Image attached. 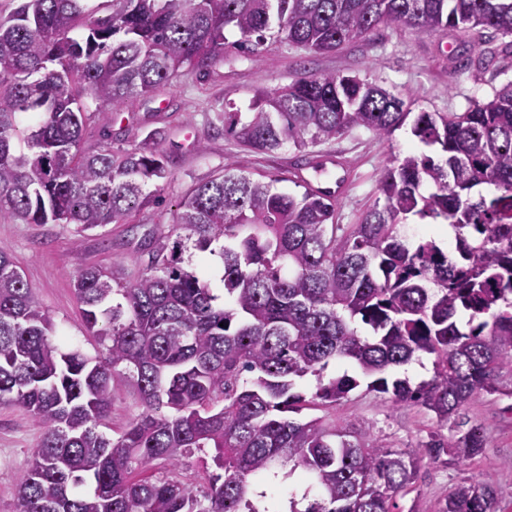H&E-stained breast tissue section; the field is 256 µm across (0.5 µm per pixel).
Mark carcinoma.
Segmentation results:
<instances>
[{
  "label": "carcinoma",
  "instance_id": "carcinoma-1",
  "mask_svg": "<svg viewBox=\"0 0 512 512\" xmlns=\"http://www.w3.org/2000/svg\"><path fill=\"white\" fill-rule=\"evenodd\" d=\"M381 25L511 35L512 0H22L0 12V218L81 233L123 224L155 197L163 156L81 152L84 97L117 112L184 70H208L229 46L252 57L284 40L327 54ZM228 30L238 35L231 44ZM224 118V131L255 152L304 149L358 127L389 139L409 120L438 155L385 168L383 203L349 231L331 193L281 191L276 178L225 165L182 199L185 234L155 251L140 278L118 282L95 264L78 272L96 357L54 342L52 320L0 251V402L41 429L16 512H281L251 483L276 469L317 493L303 509L289 498L288 512H394L423 461L485 447L479 425L392 450L365 430L288 413L335 405L360 387L346 372L323 379L333 359L355 363L367 390L440 422L512 377V83L464 112L413 116L402 97L356 75L305 71ZM483 184L494 192L474 195ZM414 218L451 224L455 250L409 244L400 228ZM208 253L224 265L222 303ZM185 254L195 267H183ZM359 321L373 336L358 333ZM419 352L434 356L430 380L413 387L385 376ZM116 374L130 378L144 410L110 438L98 427ZM309 375L318 385L308 397L297 381ZM194 451L214 467L199 491L177 472ZM156 460L171 470L134 478ZM496 500L493 486L465 482L441 512H494Z\"/></svg>",
  "mask_w": 512,
  "mask_h": 512
}]
</instances>
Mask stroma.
I'll return each mask as SVG.
<instances>
[{
    "label": "stroma",
    "mask_w": 512,
    "mask_h": 512,
    "mask_svg": "<svg viewBox=\"0 0 512 512\" xmlns=\"http://www.w3.org/2000/svg\"><path fill=\"white\" fill-rule=\"evenodd\" d=\"M304 71L359 76L410 99L416 112H462L471 101L491 98L512 82V35L451 28L419 33L381 26L363 40L322 55L270 41L258 60L228 52L208 73L183 72L149 96L129 100L119 112H101L96 103H89L83 152L93 153L105 145L116 152L135 146L156 151L164 156L170 176L155 201L138 209L125 224L79 234L59 224L0 220V250L12 258L52 318L59 343L90 356L100 352L97 339L82 325L74 277L95 263L112 268L124 281L138 278L149 264L150 252L175 237L183 197L222 174L225 164L247 173L284 177V189L299 194L309 187L343 181L336 221L348 226L358 223L363 211L379 200L380 175L394 157L424 152V145L406 127L389 140L357 128L302 150L287 144L269 153L252 152L225 135V107L246 111L256 90L285 87ZM314 161L325 165L329 178L313 179ZM141 411L132 383L115 376L104 431L117 435ZM301 417L368 430L398 450L415 447L433 434L449 437L456 430L454 424L437 422L421 407L396 405L362 388L347 401L304 410ZM462 417L482 426L484 448L460 463L423 464L408 491L397 496L396 512H439L449 493L465 481L492 484L498 494L495 512H512V397L476 398ZM40 436L39 426L26 411L0 404V512H16L17 483Z\"/></svg>",
    "instance_id": "35a3bbf8"
}]
</instances>
